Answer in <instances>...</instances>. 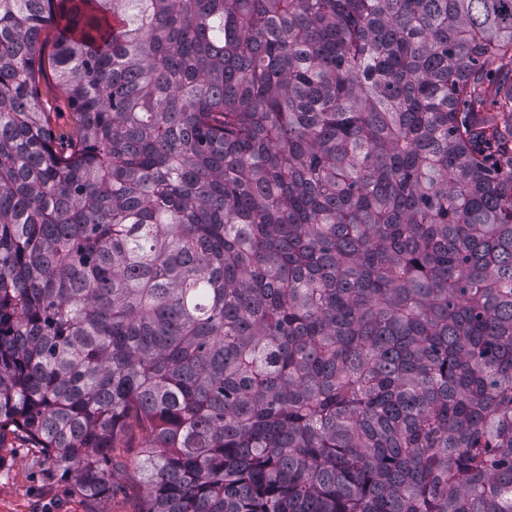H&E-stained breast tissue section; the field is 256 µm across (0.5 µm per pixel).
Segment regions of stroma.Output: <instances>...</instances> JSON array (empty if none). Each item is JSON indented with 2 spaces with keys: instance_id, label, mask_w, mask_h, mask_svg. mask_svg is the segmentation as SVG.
<instances>
[{
  "instance_id": "stroma-1",
  "label": "stroma",
  "mask_w": 512,
  "mask_h": 512,
  "mask_svg": "<svg viewBox=\"0 0 512 512\" xmlns=\"http://www.w3.org/2000/svg\"><path fill=\"white\" fill-rule=\"evenodd\" d=\"M35 90L43 111L50 114L53 132H73L74 113L51 68H44ZM145 443L141 427L130 424L113 452V490L92 502L69 478L42 465L30 442L13 434L1 437L0 512H141L145 488L135 464Z\"/></svg>"
}]
</instances>
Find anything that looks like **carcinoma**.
I'll list each match as a JSON object with an SVG mask.
<instances>
[{
    "mask_svg": "<svg viewBox=\"0 0 512 512\" xmlns=\"http://www.w3.org/2000/svg\"><path fill=\"white\" fill-rule=\"evenodd\" d=\"M132 420L143 512H512V0H0V438ZM35 90L43 112H50L51 129L54 133H71L75 130L74 113L66 94L58 86L54 71L45 66L36 80Z\"/></svg>",
    "mask_w": 512,
    "mask_h": 512,
    "instance_id": "carcinoma-1",
    "label": "carcinoma"
}]
</instances>
